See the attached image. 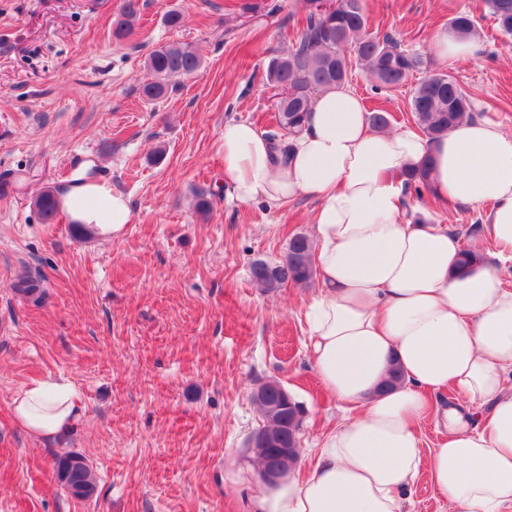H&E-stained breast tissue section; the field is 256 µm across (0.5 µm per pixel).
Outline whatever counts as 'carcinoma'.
<instances>
[{
    "label": "carcinoma",
    "mask_w": 512,
    "mask_h": 512,
    "mask_svg": "<svg viewBox=\"0 0 512 512\" xmlns=\"http://www.w3.org/2000/svg\"><path fill=\"white\" fill-rule=\"evenodd\" d=\"M315 0H304L306 13L302 28L288 51L274 54L266 64L268 85L277 90L276 120L282 134L270 139L282 147L284 137L297 135L309 119L314 93L344 86L352 68H362L377 86L397 88L409 81L424 65L422 56L401 47L389 35L378 37L370 32L365 0H334L331 11H319ZM490 16L502 35L512 36V0H484ZM140 0H123L113 36L123 40L130 36L139 21ZM457 37L476 34V19L467 12L457 13L448 25ZM152 79L141 86L143 99L152 102L165 97L181 81L191 78L202 67L196 48L178 42L154 49L145 60ZM410 109L418 127L434 141L448 132L465 114L474 112L473 102L445 73L430 72L412 89ZM42 219L49 223L58 211L53 191L42 192L36 200ZM313 244L303 234H295L283 259L269 263L267 272L254 261L250 267L252 284L263 292H272L290 284L305 283L313 277ZM483 260V254L471 247L462 248L458 267L468 269ZM14 293L39 301L41 281L26 275L13 285ZM55 478L67 493L86 500L96 491L95 477L84 456L75 451L56 453L52 458Z\"/></svg>",
    "instance_id": "carcinoma-1"
}]
</instances>
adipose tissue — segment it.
Returning <instances> with one entry per match:
<instances>
[{
	"mask_svg": "<svg viewBox=\"0 0 512 512\" xmlns=\"http://www.w3.org/2000/svg\"><path fill=\"white\" fill-rule=\"evenodd\" d=\"M290 150L246 121L224 125V179L240 204L287 206L312 193L314 262L321 288L306 312L310 356L345 421L306 475L264 484L252 469L227 477L245 512H405L410 482L428 463L451 512H512V135L467 118L431 141L409 128L376 130L347 89L312 100ZM430 166L439 201L481 213L494 261L461 272L448 225L409 201L408 171ZM68 221L100 238L121 236L134 212L124 194L86 178L58 192ZM398 365L402 384L383 381ZM454 389L459 402L432 408ZM486 406L481 423L467 404ZM20 423L48 439L83 408L73 386L48 379L13 400ZM436 416L445 438L422 460L419 421Z\"/></svg>",
	"mask_w": 512,
	"mask_h": 512,
	"instance_id": "ef3b65f1",
	"label": "adipose tissue"
}]
</instances>
